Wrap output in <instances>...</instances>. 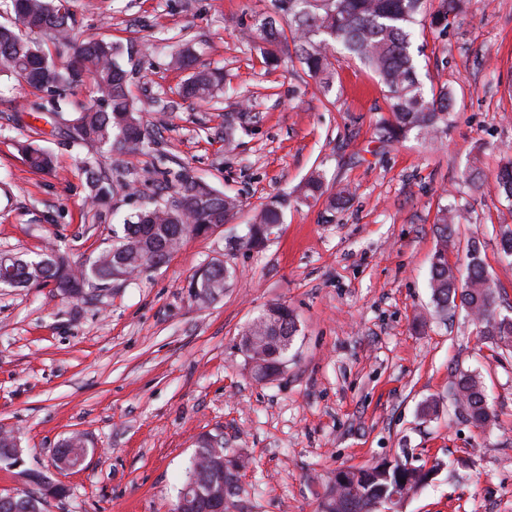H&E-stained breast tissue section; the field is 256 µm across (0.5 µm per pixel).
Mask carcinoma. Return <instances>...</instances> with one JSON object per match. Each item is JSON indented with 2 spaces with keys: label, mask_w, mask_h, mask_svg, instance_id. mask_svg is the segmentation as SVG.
<instances>
[{
  "label": "carcinoma",
  "mask_w": 512,
  "mask_h": 512,
  "mask_svg": "<svg viewBox=\"0 0 512 512\" xmlns=\"http://www.w3.org/2000/svg\"><path fill=\"white\" fill-rule=\"evenodd\" d=\"M273 14L254 23L270 43L282 38L277 17L288 16L292 39L299 58L311 76L329 80V50L358 58L378 77L388 103L387 115L379 121L383 140L392 142L411 135L434 140L448 134L450 116L456 101L442 85L426 89L419 79L413 52L415 28L430 25L447 28L457 17L461 0H440L438 9L428 12L427 0H271ZM11 24H0V74L19 77L30 87L47 94L49 110L63 113L69 95L91 82L95 98L77 110L68 127L74 145L95 144L124 155L146 153L150 141L140 109L130 98L128 72L117 60L118 47L105 40L79 42L73 34L70 10H61L58 0H3ZM44 33L58 49L69 53L67 65L58 66L46 58L31 33ZM221 71L192 73L181 88V96L207 100L222 84ZM246 114L238 112L224 118V143L235 142ZM29 167L49 173L54 158L47 150L28 144L24 147ZM85 176L94 217L100 219L118 186L124 185V172L115 169L110 179L102 178L93 157L79 160ZM156 181L169 193L162 203L140 208L124 219L123 236L94 260L79 265L58 249L34 257L15 256L0 263V278L8 276L10 287L53 283L64 293L79 297L88 290L104 288L120 279L129 281L160 262H168L172 253L189 236H199L209 224H228L239 208V201L208 182L194 176L181 163L159 159L153 166ZM468 190L449 194L452 201L438 207L435 217L437 243L430 262V288L436 308L443 312L460 308L482 326L481 335L512 348V316L500 312L496 285L481 250L472 243L466 252L463 271L448 265V239L459 218L468 212L469 197L481 190L477 174L466 177ZM498 185L512 199V160L501 166ZM325 193L323 176L311 175L302 188V197L316 199ZM282 221L279 206L261 209L253 222L236 237L235 247L250 251L269 241ZM236 276L234 267L220 260L199 268L188 281L189 295L206 304L224 293ZM298 326L294 312L284 303H272L243 330L239 348L265 365L264 377L280 372ZM455 399L466 410V419L476 428L492 419L490 406L479 377L463 374L452 382ZM215 452L206 443L196 448L186 470L182 487L171 512H182L181 501L189 496L201 498L210 486L224 487L226 498L237 497L236 474L225 466L209 464ZM434 469L407 467L406 464L378 465L371 468H347L342 482L329 491L320 504L323 512H375V505L394 495H407L427 485ZM39 498L30 491L0 496V512H28V505Z\"/></svg>",
  "instance_id": "cac0c4a2"
}]
</instances>
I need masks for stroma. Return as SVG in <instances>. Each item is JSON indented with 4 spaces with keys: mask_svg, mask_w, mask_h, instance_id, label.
Listing matches in <instances>:
<instances>
[{
    "mask_svg": "<svg viewBox=\"0 0 512 512\" xmlns=\"http://www.w3.org/2000/svg\"><path fill=\"white\" fill-rule=\"evenodd\" d=\"M78 39L122 46L129 91L160 154L187 164L242 206L223 230L186 239L169 261L132 282L84 298L50 285L0 286V430L20 465L0 468V494L33 490L30 473L63 485L43 512H169L197 442L223 433L227 459L244 460L236 512H318L337 471L398 461L434 469L401 512H512V355L480 339L463 311L437 312L428 286L438 206L464 174L483 182L448 244L461 265L480 244L503 305L512 266L498 249L512 200L497 173L512 158V0H464L446 29L416 37L423 81L448 86L456 106L447 137H378L387 101L377 76L345 54L323 89L291 40L269 66L260 36L242 31L271 0H72ZM190 48L200 68L224 71L210 102L183 99L186 71L170 56ZM45 93L0 75V254L54 243L71 262L92 261L122 233L121 220L159 197L152 157L99 152L127 184L111 216L94 218L66 128L41 111ZM252 118L234 146L224 116ZM53 152L56 171L26 164L23 147ZM323 172L348 187L339 208L298 202ZM280 204L283 224L265 247L233 251L229 236L257 209ZM213 260L237 270L230 288L200 305L188 280ZM287 304L299 332L281 373L257 380L238 343L269 303ZM479 374L494 418L474 428L450 386ZM439 413L424 415L427 401ZM89 448L73 472L52 466L67 437Z\"/></svg>",
    "mask_w": 512,
    "mask_h": 512,
    "instance_id": "1",
    "label": "stroma"
}]
</instances>
